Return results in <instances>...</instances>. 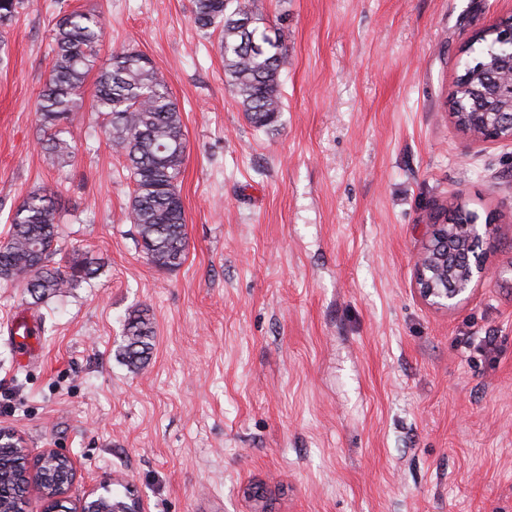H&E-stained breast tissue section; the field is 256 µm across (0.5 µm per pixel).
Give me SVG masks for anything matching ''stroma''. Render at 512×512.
Instances as JSON below:
<instances>
[{"mask_svg":"<svg viewBox=\"0 0 512 512\" xmlns=\"http://www.w3.org/2000/svg\"><path fill=\"white\" fill-rule=\"evenodd\" d=\"M0 61V243L34 191L61 208L60 257L104 261L45 305L21 360L0 283V427L77 463L67 494L132 488L142 512H512V142L474 140L451 97L512 0H258L290 65L274 127L246 120L195 0H37ZM104 22L99 65L132 49L182 116L183 266L149 264L133 184L87 77L73 165L52 164L36 98L58 17ZM491 224L487 277L426 304L415 260L454 205ZM146 310L150 359L119 355ZM264 490L262 500L245 494Z\"/></svg>","mask_w":512,"mask_h":512,"instance_id":"35a3bbf8","label":"stroma"}]
</instances>
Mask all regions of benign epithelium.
Segmentation results:
<instances>
[{
	"label": "benign epithelium",
	"instance_id": "benign-epithelium-1",
	"mask_svg": "<svg viewBox=\"0 0 512 512\" xmlns=\"http://www.w3.org/2000/svg\"><path fill=\"white\" fill-rule=\"evenodd\" d=\"M509 89L506 112H467L465 116L479 128L475 139L481 141H512V80H506ZM489 225L439 224L430 243L418 255L416 271L419 296L427 304L448 309L469 290L475 280L487 275L485 264L489 248ZM56 461H64L70 472L61 493L49 495L43 484L49 471L41 470ZM25 476L29 485L37 487L45 501V512H58L55 502L66 499L76 480L77 469L71 457L56 448H47L36 458H26Z\"/></svg>",
	"mask_w": 512,
	"mask_h": 512
}]
</instances>
